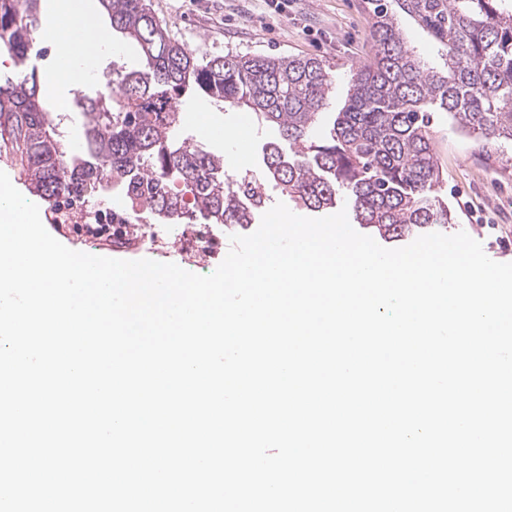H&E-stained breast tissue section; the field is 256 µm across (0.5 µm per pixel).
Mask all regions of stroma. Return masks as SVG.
I'll return each mask as SVG.
<instances>
[{
    "mask_svg": "<svg viewBox=\"0 0 512 512\" xmlns=\"http://www.w3.org/2000/svg\"><path fill=\"white\" fill-rule=\"evenodd\" d=\"M155 14L166 21L187 46L200 53H259L269 56H307L326 61L332 92L313 135L326 133V121L347 98L351 73L374 52L371 20L366 0H281L273 11L267 0H150ZM39 41L45 55L35 60L43 99L58 110L63 140H78L83 117L73 106L81 94H96L100 83L82 80L64 94H57L49 74L59 66L50 38V20L42 22ZM195 124H202L203 142L224 152L225 131L236 128L238 109L206 100L187 98L182 103ZM194 124V126H195ZM194 126L183 133L195 137ZM434 147L443 170L437 195L456 216L452 232L475 234L488 257L512 262V149L503 141L459 130L445 112L432 115Z\"/></svg>",
    "mask_w": 512,
    "mask_h": 512,
    "instance_id": "stroma-1",
    "label": "stroma"
}]
</instances>
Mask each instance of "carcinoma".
<instances>
[{
    "label": "carcinoma",
    "mask_w": 512,
    "mask_h": 512,
    "mask_svg": "<svg viewBox=\"0 0 512 512\" xmlns=\"http://www.w3.org/2000/svg\"><path fill=\"white\" fill-rule=\"evenodd\" d=\"M501 2L369 0L376 52L356 68L344 111L315 142L310 132L332 85L322 60L199 54L150 0H99L112 32L135 46L144 68L76 98L85 123L81 148L70 154L43 106L36 69L0 76V149L51 206L62 196H93L109 182L145 200L160 223L234 226L253 223L273 181L313 212L346 197L358 223L383 237L452 224L448 204L433 195L442 171L430 112L512 142V9ZM397 8L429 33L442 66L407 45ZM41 27L40 0H0V48L19 61L35 51ZM187 96L244 107L275 128L258 174L230 175L224 156L179 134Z\"/></svg>",
    "instance_id": "obj_1"
}]
</instances>
